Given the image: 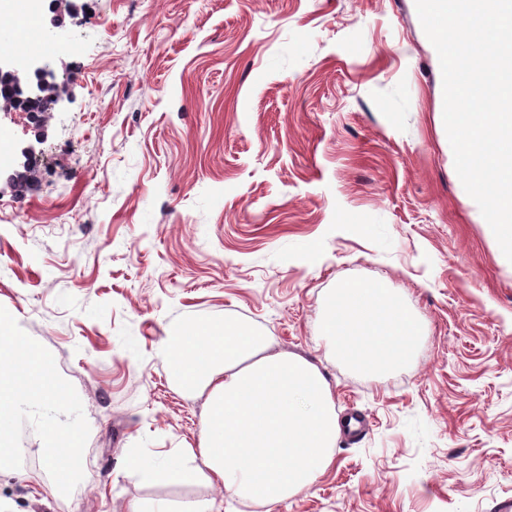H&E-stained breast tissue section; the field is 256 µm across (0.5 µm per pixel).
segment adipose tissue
Instances as JSON below:
<instances>
[{"label":"adipose tissue","instance_id":"1","mask_svg":"<svg viewBox=\"0 0 512 512\" xmlns=\"http://www.w3.org/2000/svg\"><path fill=\"white\" fill-rule=\"evenodd\" d=\"M424 329L380 281L340 283L321 317L334 354L373 376L403 365ZM173 380L206 394L195 446L160 464L137 449L125 470L151 482L189 483L199 474L263 512L308 488L333 461L341 424L317 364L277 352L270 337L236 321L188 324L160 342Z\"/></svg>","mask_w":512,"mask_h":512}]
</instances>
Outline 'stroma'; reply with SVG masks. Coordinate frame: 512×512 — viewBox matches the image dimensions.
<instances>
[{"label":"stroma","mask_w":512,"mask_h":512,"mask_svg":"<svg viewBox=\"0 0 512 512\" xmlns=\"http://www.w3.org/2000/svg\"><path fill=\"white\" fill-rule=\"evenodd\" d=\"M35 49L70 96L0 139L45 162L0 176V306L48 349L90 433L70 495L25 426L0 512H258L217 483L118 473L195 443L203 394L171 377L166 330L232 318L328 378L332 465L276 512H494L512 500V265L463 195L438 54L415 0H75ZM383 281L425 328L374 378L330 353L337 281Z\"/></svg>","instance_id":"1"}]
</instances>
